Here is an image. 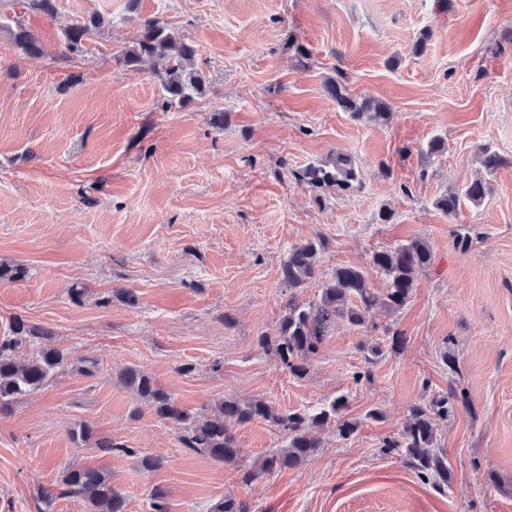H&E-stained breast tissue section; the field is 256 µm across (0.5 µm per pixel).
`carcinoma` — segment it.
Wrapping results in <instances>:
<instances>
[{
	"mask_svg": "<svg viewBox=\"0 0 512 512\" xmlns=\"http://www.w3.org/2000/svg\"><path fill=\"white\" fill-rule=\"evenodd\" d=\"M17 4L27 11L46 16L55 11V0H17ZM25 21V17L18 15L6 22L0 20V30L7 31L15 46L27 55L40 56L44 53L43 45ZM101 27L102 20L96 16L73 25L65 33L66 50L71 54L82 52L87 36ZM195 56L196 46L189 39L172 31L164 21L148 19L141 24L133 44L120 51L116 60L137 71L143 63L152 62L155 71L164 73L161 83L163 105L171 108L186 105L205 94L204 79L192 68ZM325 90L336 105L355 120L364 116L376 121L387 119L384 103L351 93L340 80H328ZM480 153L482 166L488 174L494 173L504 162L499 153L488 147L480 148ZM295 177L316 192L318 199L325 188L351 186L358 179V173L351 155L336 153L323 164L307 165L295 173ZM488 192V182L477 178L466 186L464 196L479 204ZM434 204L444 214L454 216L460 206V196L444 194ZM325 250L326 243L319 236L288 247L281 264V281L289 289L288 303L275 334L258 337L259 346L272 353L281 368L297 378L308 374L326 337L338 322L362 328L368 324L374 309L404 307L413 294L416 277L430 267L433 260L430 246L421 238L375 251L371 254L370 265L384 274L386 286L373 288L368 272L362 267H336L329 273L323 271L321 257ZM316 279L321 280L317 297L298 301L294 290ZM52 336L51 330L17 318L13 320L9 334L0 338V415L11 412L19 401L41 390L65 368L64 350L42 346V341ZM404 345V337L395 332L387 336L385 343L363 348L365 362L370 365L387 353L402 350ZM24 348L29 350V357L20 361L16 355ZM121 378L136 398L149 404L159 420L180 426L183 447L229 466L237 464L241 457L234 428L256 419L270 423L285 445L271 449L260 467L245 470L242 475L245 484L313 458L321 448L320 432L329 425L334 426L340 440L354 437L360 427L358 420L347 415L348 396L345 394H339L321 406L293 410H280L263 400L246 403L221 400L213 404L211 411L192 415L177 404L170 392L140 370L127 367ZM456 403L458 398L450 385L446 392H436L427 400L410 404L401 431L380 441V456L400 463L437 491L448 487L452 475L445 450L438 444L437 430L440 423L454 416ZM96 445L105 454L138 455L135 449L111 439L101 438ZM57 498L82 499L89 505L87 512H125L124 497L112 488L108 475L99 469L68 467L63 470L57 488L44 489L39 495L40 502L48 510ZM210 512L251 510L247 503L226 495L212 506Z\"/></svg>",
	"mask_w": 512,
	"mask_h": 512,
	"instance_id": "cac0c4a2",
	"label": "carcinoma"
}]
</instances>
